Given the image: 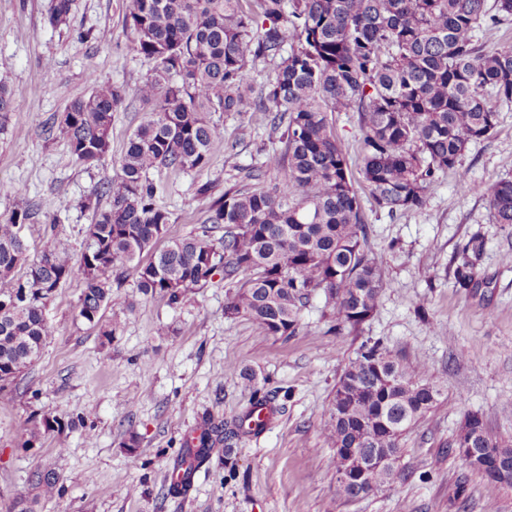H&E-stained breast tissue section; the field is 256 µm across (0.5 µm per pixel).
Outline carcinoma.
<instances>
[{
	"instance_id": "cac0c4a2",
	"label": "carcinoma",
	"mask_w": 512,
	"mask_h": 512,
	"mask_svg": "<svg viewBox=\"0 0 512 512\" xmlns=\"http://www.w3.org/2000/svg\"><path fill=\"white\" fill-rule=\"evenodd\" d=\"M73 0H51L48 22L68 19ZM133 49L153 74L133 96L151 106L120 159L121 175L101 184L108 206L95 210L90 242L75 255L54 235L35 256L20 227L56 223L50 201L32 203L0 224V397L41 356L52 335L45 308L58 288L84 282L79 316L96 325L114 305V271L136 264L137 288L173 303L217 273L235 287L229 318L248 316L274 336H293L300 310L321 289L343 325L356 331L374 313L384 284L368 255L369 225L360 180L380 210L418 211L440 173L457 168L470 145L487 139L499 108L512 103V45L490 47L482 33L512 19V0H125ZM276 62L259 94L248 82L258 59ZM126 89L93 83L60 120L45 129L63 138L80 163L110 151L112 113ZM234 113L241 134L250 112L271 114V142L261 165L224 195L210 198L202 225L189 237L159 242L170 212L156 203L150 173L208 166L219 138L211 116ZM358 114L359 178L350 171L329 114ZM282 180L265 186L267 173ZM498 224H512V179L479 189ZM221 233L215 237V233ZM147 262H141L143 256ZM462 286L474 278L462 257ZM425 364H404L378 343L365 344L336 385L323 432L335 449L336 491L365 497L393 470L342 475L359 468L342 452L358 448L397 461L405 433L437 402ZM268 401L253 399L224 433V455L244 424ZM75 426L44 416L31 436ZM474 447L501 459L512 487V447L485 434Z\"/></svg>"
}]
</instances>
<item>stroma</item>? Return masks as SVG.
<instances>
[{"label": "stroma", "instance_id": "stroma-1", "mask_svg": "<svg viewBox=\"0 0 512 512\" xmlns=\"http://www.w3.org/2000/svg\"><path fill=\"white\" fill-rule=\"evenodd\" d=\"M124 0H73L66 24L47 21L50 0H0V86L13 90L0 122V223L30 201L52 199L55 224L23 231L30 252L47 237L85 246L97 187L121 174L120 158L148 108L126 98L112 115L105 162H75L64 139L44 131L92 82L134 89L151 64L132 48ZM109 30V40L98 34ZM52 71H45V63ZM220 138L199 172H152L157 202L171 212L165 237L194 234L206 207L198 184L223 195L269 143L267 113L249 115L241 136L232 113L212 116ZM512 178V104L501 107L491 136L473 144L459 169L439 174L422 210L389 215L360 189L370 233L368 253L385 285L376 312L359 330L340 322L323 291L299 314L295 335L270 334L255 320L226 317L227 288L215 275L178 304L143 296L133 266L118 271L126 309L100 336L78 315L84 288L76 278L46 308L52 335L38 361L21 373L11 400L0 401V512H452L448 495L466 488L460 512H512V487H493L447 445L466 415H482L489 436L512 445V224L493 219L480 190ZM483 241L474 282L453 276L471 237ZM395 357H422L440 396L402 438L398 475L373 494H336V455L323 436L336 384L363 343ZM255 376L246 383L231 367ZM272 393L279 413L259 434L242 435L232 457L204 460L187 489L170 476L188 443L241 416L255 391ZM76 421L63 432L31 438L32 414ZM136 448H128V440ZM54 472L45 496L33 475Z\"/></svg>", "mask_w": 512, "mask_h": 512}]
</instances>
